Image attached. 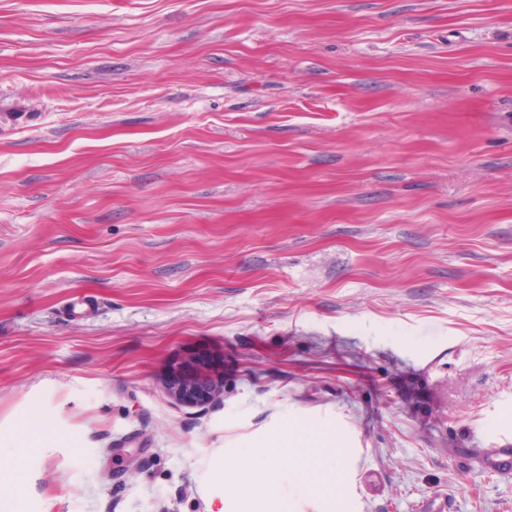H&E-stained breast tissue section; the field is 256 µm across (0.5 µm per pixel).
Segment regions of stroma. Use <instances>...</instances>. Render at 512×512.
Here are the masks:
<instances>
[{"label":"stroma","instance_id":"obj_1","mask_svg":"<svg viewBox=\"0 0 512 512\" xmlns=\"http://www.w3.org/2000/svg\"><path fill=\"white\" fill-rule=\"evenodd\" d=\"M84 311L71 312L72 302ZM190 361L208 408L164 386ZM24 512H512V0H0V434ZM195 365H188L167 383L168 396L188 407H206L221 400L224 395V382ZM15 434L9 437L0 436V447L10 445L11 463L7 468H0V511L21 512V504L13 490L25 483L28 474L26 460L28 455L37 448L46 445L48 435L42 429L30 423L29 416H22ZM2 489L7 492L2 495ZM336 447V432L301 421L286 432L255 439L234 468L227 474L223 472L222 479L237 501L251 506L263 505L270 485L281 480L303 489H316L325 500L335 502L341 474L336 469ZM281 456H289L295 462L285 476L265 466L266 461ZM510 444L504 448H490L487 455L486 468L493 473H509L512 470V448Z\"/></svg>","mask_w":512,"mask_h":512}]
</instances>
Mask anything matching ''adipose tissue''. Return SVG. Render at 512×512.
<instances>
[{"instance_id":"ef3b65f1","label":"adipose tissue","mask_w":512,"mask_h":512,"mask_svg":"<svg viewBox=\"0 0 512 512\" xmlns=\"http://www.w3.org/2000/svg\"><path fill=\"white\" fill-rule=\"evenodd\" d=\"M47 438V433L32 426L26 415L21 417L14 435L0 436V445L8 444L12 449L9 467L0 468V512H21L15 490L28 477V455L45 447ZM337 445L336 432L301 421L291 430L255 439L239 456L234 468L224 474L223 481L237 501L251 506L263 505L270 485L281 480L303 489L317 490L324 499L332 501L340 481V472L334 465ZM281 456L295 462L293 469L284 474L267 466L268 460Z\"/></svg>"}]
</instances>
